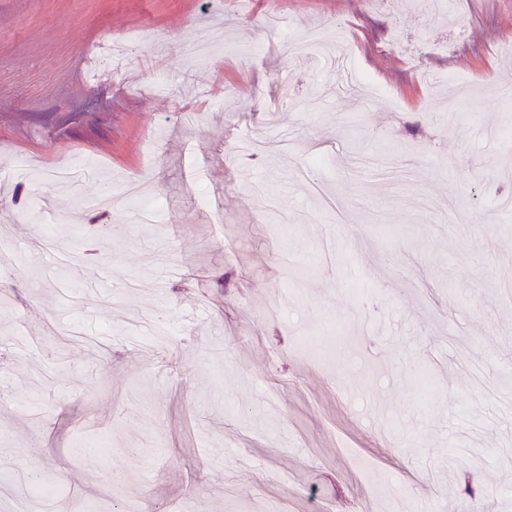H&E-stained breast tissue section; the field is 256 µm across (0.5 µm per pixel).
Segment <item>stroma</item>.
Wrapping results in <instances>:
<instances>
[{"label": "stroma", "instance_id": "stroma-1", "mask_svg": "<svg viewBox=\"0 0 512 512\" xmlns=\"http://www.w3.org/2000/svg\"><path fill=\"white\" fill-rule=\"evenodd\" d=\"M510 90L512 0H0V498L512 512Z\"/></svg>", "mask_w": 512, "mask_h": 512}]
</instances>
